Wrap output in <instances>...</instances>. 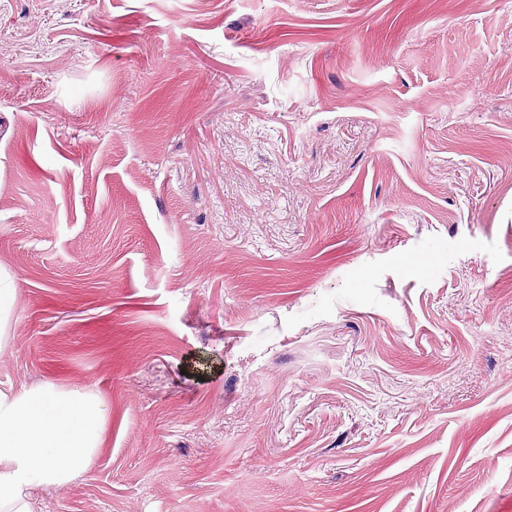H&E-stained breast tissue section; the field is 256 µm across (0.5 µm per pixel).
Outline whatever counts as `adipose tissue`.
Listing matches in <instances>:
<instances>
[{
  "instance_id": "obj_1",
  "label": "adipose tissue",
  "mask_w": 512,
  "mask_h": 512,
  "mask_svg": "<svg viewBox=\"0 0 512 512\" xmlns=\"http://www.w3.org/2000/svg\"><path fill=\"white\" fill-rule=\"evenodd\" d=\"M107 418L103 401L77 390L0 392V512H30L31 489L86 473Z\"/></svg>"
}]
</instances>
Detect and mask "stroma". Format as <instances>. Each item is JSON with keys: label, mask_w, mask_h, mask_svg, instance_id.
Masks as SVG:
<instances>
[{"label": "stroma", "mask_w": 512, "mask_h": 512, "mask_svg": "<svg viewBox=\"0 0 512 512\" xmlns=\"http://www.w3.org/2000/svg\"><path fill=\"white\" fill-rule=\"evenodd\" d=\"M0 274L33 512H512V0H0ZM108 409L79 390L0 392V511L30 512V491L62 487L87 472Z\"/></svg>", "instance_id": "obj_1"}]
</instances>
